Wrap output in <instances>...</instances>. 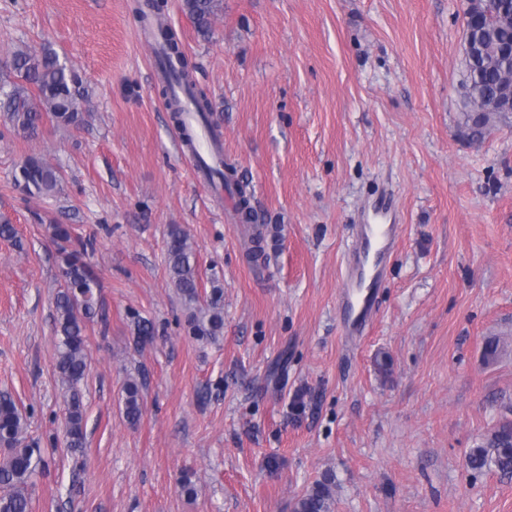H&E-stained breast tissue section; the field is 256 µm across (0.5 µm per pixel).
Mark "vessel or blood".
Wrapping results in <instances>:
<instances>
[{
  "label": "vessel or blood",
  "instance_id": "b4317fda",
  "mask_svg": "<svg viewBox=\"0 0 512 512\" xmlns=\"http://www.w3.org/2000/svg\"><path fill=\"white\" fill-rule=\"evenodd\" d=\"M191 144L195 153L219 156L216 142L210 137L195 112H188L178 133L177 146ZM398 227L394 224H363L359 227V245L345 260L343 291L339 305L345 313L341 323L343 335L358 337L365 332L372 316L375 290L383 280V259L395 243Z\"/></svg>",
  "mask_w": 512,
  "mask_h": 512
}]
</instances>
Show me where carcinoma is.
<instances>
[{
  "mask_svg": "<svg viewBox=\"0 0 512 512\" xmlns=\"http://www.w3.org/2000/svg\"><path fill=\"white\" fill-rule=\"evenodd\" d=\"M187 15L197 31L211 33L219 0H184ZM468 8L489 15L484 34L492 44L512 41V0H468ZM154 41L162 46L160 64L167 72V82L182 86L194 101L207 127H212L210 101L197 96L191 79L189 62L180 50L175 34L169 28L158 27ZM9 70L15 79L0 82V112L6 114L10 130L16 136L31 139L38 135L43 117L56 123L79 126L85 120L88 94L82 82L67 62L60 60L52 49L40 50L17 46L11 52ZM468 91L465 106L469 108L470 135L481 139L491 122L498 92L504 88L512 67L497 61L483 60L479 66H468ZM208 178L218 177L224 189L235 190L239 196L238 213L245 224L252 213L243 187L233 179V169H222L200 162ZM15 183L30 196L50 197L60 191V170L40 156H31L19 169ZM51 242L60 257L59 271L64 284L54 300L56 360L55 367L65 386V434L67 448L77 452L85 446L83 429L84 405L80 384L86 377V328L97 315L95 288L98 279L83 260L87 244L73 237V227L56 224L52 227ZM166 271L170 282L189 313L188 326L201 341L217 343L224 334L223 289L218 277L211 278V289L202 294L198 275L196 248L189 234L178 226L168 232ZM124 414L131 424L143 414L140 388L130 380L125 386ZM26 417L14 398L0 392V512H31L28 489L33 478L44 471L47 460L39 445L27 442ZM472 469H495L503 475L512 474V423L502 424L487 443L472 449L469 454ZM335 478L326 474L302 495L295 512H331Z\"/></svg>",
  "mask_w": 512,
  "mask_h": 512,
  "instance_id": "carcinoma-1",
  "label": "carcinoma"
}]
</instances>
